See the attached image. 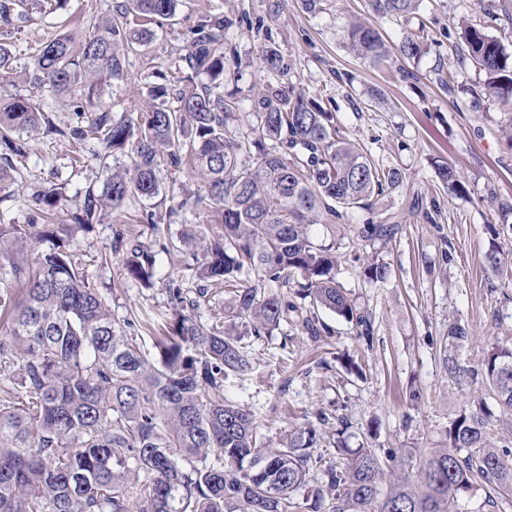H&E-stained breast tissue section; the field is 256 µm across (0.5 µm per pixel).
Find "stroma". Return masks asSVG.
Segmentation results:
<instances>
[{
    "mask_svg": "<svg viewBox=\"0 0 512 512\" xmlns=\"http://www.w3.org/2000/svg\"><path fill=\"white\" fill-rule=\"evenodd\" d=\"M117 0H67L50 13L30 0L17 28L0 26V45L15 58L12 71L0 73V98L32 95L24 69L29 48L62 33L82 39L93 34ZM207 14H221L230 25L224 34V67L240 70L241 78L226 83L242 120L237 130L250 132L252 98L268 83L261 50L278 46L287 72L283 78L294 91L317 95L341 120L344 137L358 142L377 166L402 172L404 184L383 197L378 207L402 222L395 239L367 246L349 230L363 221L364 211L350 213L347 224L329 229L312 225L316 243L334 244L340 256L336 281L373 319L374 341L362 344L334 313L319 310L318 319L329 332L314 338L291 323L260 337L245 334L251 368L230 377L225 395L250 410L267 444L279 441L289 426L315 421L318 412L345 418V439L351 448L393 451V476L415 471L420 456L441 447L445 430L466 401L483 399L496 415L490 429L499 442L512 441V415L498 412L489 385L458 389L442 364L440 340L450 322L471 334L462 349L463 363L481 362L494 345L512 346V275L495 274L484 262L494 249H512V238H495L488 225L498 223L497 199H512V142L507 139L506 105L485 93L484 71L461 61L466 45L460 23L469 19L500 41L512 57V0H422L413 14L377 18L367 0H324L323 9L308 12L302 0H181L175 20L156 27L152 42L130 54L128 75L104 82L101 100L120 113L143 104L155 71H173L187 52L185 31ZM379 28L387 44L397 43L402 31H428L431 43L417 59L391 54L374 64L351 55L343 43L349 21ZM24 156L15 160L0 185V224H36L40 215L31 202L34 190L61 188L59 219H66L90 186L101 185L106 169L85 150L74 162L66 138L52 133L25 134ZM454 166L465 193L448 191L436 167ZM161 209L177 207L194 195L198 183L189 165L164 167L161 172ZM419 199L424 215L408 211ZM148 202L132 200L122 211L78 233L68 250L80 261L99 288L116 323L128 335L142 339L150 361H158V323L170 313V291L185 289L187 300L198 297L202 281H189L202 245L214 226L151 224ZM147 248L154 257L152 286L124 279L118 258L99 261L109 253L114 230ZM192 244L171 248L180 236ZM450 245L453 260L443 263L442 245ZM390 264L382 284L364 281L362 265L370 260ZM353 356L357 372L342 361ZM420 403L409 399L411 390Z\"/></svg>",
    "mask_w": 512,
    "mask_h": 512,
    "instance_id": "35a3bbf8",
    "label": "stroma"
}]
</instances>
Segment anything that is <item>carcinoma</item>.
<instances>
[{"instance_id":"obj_1","label":"carcinoma","mask_w":512,"mask_h":512,"mask_svg":"<svg viewBox=\"0 0 512 512\" xmlns=\"http://www.w3.org/2000/svg\"><path fill=\"white\" fill-rule=\"evenodd\" d=\"M26 0H0V23L12 25ZM180 0H121L84 40L59 36L35 48L27 77L42 95L74 96L75 108L95 109L88 129H56L82 146L94 140L103 166L116 153L130 163L110 168L98 188L79 200L71 224H0V512H447L448 500L476 485L512 491V447L492 441L494 415L480 401L450 421L445 446L418 470L419 485L393 483L377 500L391 455L359 448L327 467L326 456L343 442H330L312 424L286 432L270 448L257 437L253 413L228 401L224 383L250 370L247 353L232 332L206 327L194 310L179 304L165 322L160 363H149L137 337L112 320L100 292L75 264L66 243L129 200L159 195L161 156L178 167L191 163L200 183L183 202L157 220L189 223L201 211L223 234L203 246L195 276L210 289L232 295L235 317L261 335L293 313L310 336L326 326L303 315L327 309L343 318L365 344L373 343L372 316L336 284V249L315 243L312 217L331 226L356 209L373 211V199L404 182L396 169H382L361 145L340 136L335 112L311 96L271 83L254 100L259 138L236 136L237 102L224 97V16L207 15L189 29L188 52L178 66L179 88L166 75L149 86L148 110L133 119L99 106L102 80L122 79L129 50L146 44L150 26L177 15ZM420 0H369L380 18L413 13ZM346 45L377 63L388 54L373 25L350 24ZM468 60L490 76L488 92L512 103L508 56L480 25L464 28ZM429 36L403 34L396 49L420 57ZM264 70L281 76L283 57L262 49ZM177 95V106L170 104ZM48 122L42 100L0 99V181L24 147L14 134L36 133ZM271 141V146L264 141ZM440 181L460 192L457 171L436 167ZM61 192L39 190L38 209L51 212ZM368 245L388 243L401 222L381 212L351 225ZM124 277L151 284L153 255L126 245L116 233ZM387 263L366 264L367 282L383 283ZM274 284L280 292H266ZM470 339L459 323L448 324L443 366L458 386L483 378L495 400L512 412V348L496 346L476 366L457 359ZM217 457L210 458L211 454ZM320 483L301 503L296 493Z\"/></svg>"}]
</instances>
